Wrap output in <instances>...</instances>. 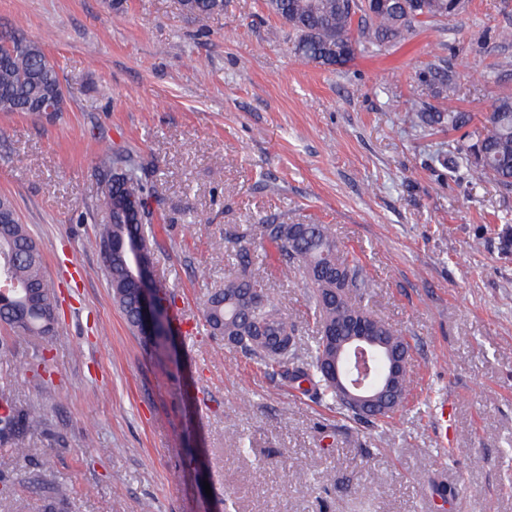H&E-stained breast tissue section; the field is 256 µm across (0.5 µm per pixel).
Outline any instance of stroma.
<instances>
[{
	"label": "stroma",
	"instance_id": "35a3bbf8",
	"mask_svg": "<svg viewBox=\"0 0 512 512\" xmlns=\"http://www.w3.org/2000/svg\"><path fill=\"white\" fill-rule=\"evenodd\" d=\"M507 26L512 0H471L324 67L264 0H224L205 24L180 0H0V32L42 45L65 91L48 117L0 112V196L58 286L50 335L0 325V399L44 414L24 452L0 445V512H512V190L445 165L467 132L403 120L417 98L446 106L442 64L481 130L512 96ZM107 149L143 169L177 317L152 348L89 244ZM272 223L330 225L376 280L368 306L417 382L391 423L352 421L211 334L206 293L240 243L313 345L304 277H282L260 237Z\"/></svg>",
	"mask_w": 512,
	"mask_h": 512
}]
</instances>
